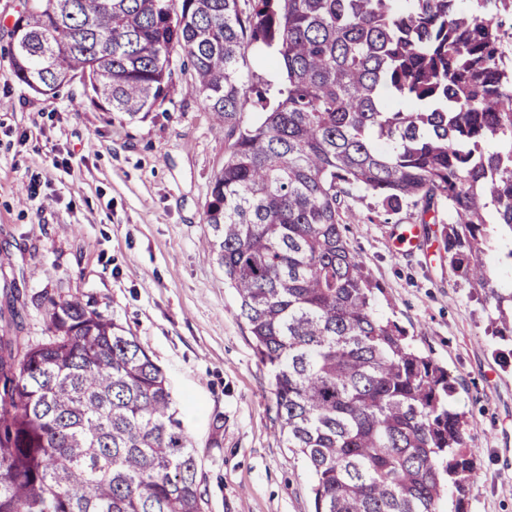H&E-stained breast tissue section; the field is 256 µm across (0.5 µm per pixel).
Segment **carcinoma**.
I'll return each instance as SVG.
<instances>
[{
	"instance_id": "carcinoma-1",
	"label": "carcinoma",
	"mask_w": 512,
	"mask_h": 512,
	"mask_svg": "<svg viewBox=\"0 0 512 512\" xmlns=\"http://www.w3.org/2000/svg\"><path fill=\"white\" fill-rule=\"evenodd\" d=\"M33 0L11 74L130 117L162 106L173 55L231 143L204 220L236 316L273 373L279 436L314 477V512H455L477 469L448 369L381 318L384 286L343 225L364 190L388 220L448 203V265L512 337L488 226L512 234V0ZM265 52L277 84H248ZM260 108L257 122L241 116ZM37 344L0 336V512H201L198 454L162 369L77 297ZM265 53L250 50L245 58V62L242 65V72L246 74H253L263 79L274 80L273 74L277 72L273 71L269 66L268 60Z\"/></svg>"
}]
</instances>
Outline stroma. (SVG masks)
Instances as JSON below:
<instances>
[{
    "mask_svg": "<svg viewBox=\"0 0 512 512\" xmlns=\"http://www.w3.org/2000/svg\"><path fill=\"white\" fill-rule=\"evenodd\" d=\"M19 0H0V317L29 342L46 334L50 300L77 296L124 327L166 374L201 461L204 512H312L311 479L279 435L271 373L237 318L234 291L203 241L204 207L228 140L185 73L146 117L105 112L79 82L44 96L10 72ZM34 182L28 197L24 182ZM347 227L351 249L386 291L377 311L398 320L458 380L478 470L468 512H512V365L488 313L448 265L440 204L431 248L397 253L410 208Z\"/></svg>",
    "mask_w": 512,
    "mask_h": 512,
    "instance_id": "1",
    "label": "stroma"
}]
</instances>
